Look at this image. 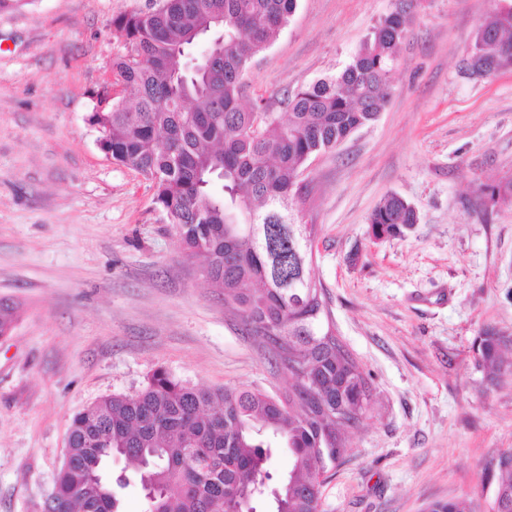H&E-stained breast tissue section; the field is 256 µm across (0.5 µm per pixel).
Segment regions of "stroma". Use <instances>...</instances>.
Masks as SVG:
<instances>
[{
  "label": "stroma",
  "mask_w": 512,
  "mask_h": 512,
  "mask_svg": "<svg viewBox=\"0 0 512 512\" xmlns=\"http://www.w3.org/2000/svg\"><path fill=\"white\" fill-rule=\"evenodd\" d=\"M146 0H30L0 11V512H44L73 417L142 388L155 368L272 396L288 376L250 336L136 171L106 157L89 121L125 41L118 15ZM396 0H299L247 71L246 98L338 74ZM496 0H416L379 118L313 157L296 212L315 224L310 275L371 403L322 487L324 512H425L468 498L488 512L486 464L512 449V376L488 386L473 343L512 340V71L460 61ZM395 193L419 222L372 239Z\"/></svg>",
  "instance_id": "1"
}]
</instances>
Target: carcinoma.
Instances as JSON below:
<instances>
[{
    "mask_svg": "<svg viewBox=\"0 0 512 512\" xmlns=\"http://www.w3.org/2000/svg\"><path fill=\"white\" fill-rule=\"evenodd\" d=\"M298 0H148L112 20L127 54L113 63L119 94L96 93L89 116L103 150L151 183L184 253L202 258L206 282L224 292L251 335L289 378L288 407L260 390L183 383L163 368L133 394L106 395L77 413L70 464L54 498L60 512H123L136 480L149 512H256L270 494L273 512H322L324 474L346 452L345 431L368 411V378L336 335L309 272L315 225L293 205L307 193L308 161L376 121L393 85L406 35L409 0L374 27L339 74L284 97L270 111L258 95L242 103L243 76L288 25ZM479 26L461 60L485 78L512 71V0ZM418 215L397 194L369 215L372 238L401 237ZM17 319L0 303V337ZM506 337L475 338V366L491 385L512 375ZM286 449L287 476L272 467ZM116 459L134 477L114 476ZM491 512H512V450L498 454ZM427 512H478L455 500Z\"/></svg>",
    "mask_w": 512,
    "mask_h": 512,
    "instance_id": "1",
    "label": "carcinoma"
}]
</instances>
